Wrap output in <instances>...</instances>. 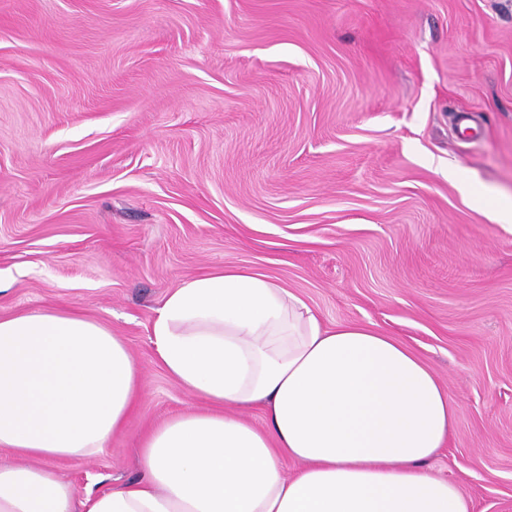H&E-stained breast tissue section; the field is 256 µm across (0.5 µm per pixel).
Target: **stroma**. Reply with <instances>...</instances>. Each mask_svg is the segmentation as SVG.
Wrapping results in <instances>:
<instances>
[{
  "mask_svg": "<svg viewBox=\"0 0 512 512\" xmlns=\"http://www.w3.org/2000/svg\"><path fill=\"white\" fill-rule=\"evenodd\" d=\"M512 0H0V317L82 313L144 395L77 494L197 403L163 296L251 269L367 324L461 405L427 471L512 512Z\"/></svg>",
  "mask_w": 512,
  "mask_h": 512,
  "instance_id": "1",
  "label": "stroma"
}]
</instances>
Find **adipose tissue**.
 Returning a JSON list of instances; mask_svg holds the SVG:
<instances>
[{"mask_svg":"<svg viewBox=\"0 0 512 512\" xmlns=\"http://www.w3.org/2000/svg\"><path fill=\"white\" fill-rule=\"evenodd\" d=\"M150 338L205 408L142 437L137 480L79 498L44 462L100 452L141 398V373L123 339L82 314L0 318V512H475L424 469L460 408L403 341L326 325L295 293L236 267L169 291ZM253 406L265 427L240 416Z\"/></svg>","mask_w":512,"mask_h":512,"instance_id":"1","label":"adipose tissue"}]
</instances>
